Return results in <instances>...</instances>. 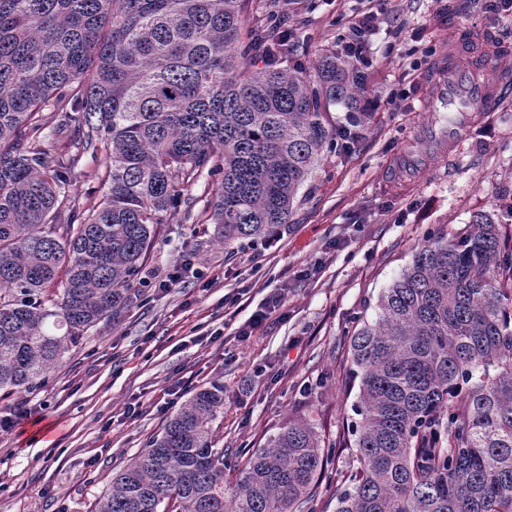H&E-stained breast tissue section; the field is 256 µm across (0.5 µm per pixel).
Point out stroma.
Instances as JSON below:
<instances>
[{"instance_id":"35a3bbf8","label":"stroma","mask_w":512,"mask_h":512,"mask_svg":"<svg viewBox=\"0 0 512 512\" xmlns=\"http://www.w3.org/2000/svg\"><path fill=\"white\" fill-rule=\"evenodd\" d=\"M370 0H249L245 30L279 19L295 33L288 62L312 65L341 49ZM371 35L366 95L380 101L346 152H325L298 191L287 228L271 245L226 255L213 236L202 180L158 225L145 280L121 316L91 329L32 388L0 391V416L29 398L31 418L0 431V512H92L113 476L158 435L202 386L224 388L219 418L224 480L288 420L307 419L338 453L322 480L316 512H335L336 492L358 465L348 430L359 387L348 335L374 320L381 291L434 233L465 231L492 215L512 237V94L481 113L449 154L431 155L411 180L387 171L403 142L430 122L421 110L433 61L463 37L486 48L497 75L512 81V14L484 0H383ZM104 155L85 156L72 175L84 206L103 196ZM191 264L178 285L163 282ZM282 296L276 315L265 312ZM249 336L237 340L236 332ZM138 404L137 416L124 417Z\"/></svg>"}]
</instances>
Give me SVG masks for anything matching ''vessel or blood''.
<instances>
[{
  "label": "vessel or blood",
  "instance_id": "vessel-or-blood-1",
  "mask_svg": "<svg viewBox=\"0 0 512 512\" xmlns=\"http://www.w3.org/2000/svg\"><path fill=\"white\" fill-rule=\"evenodd\" d=\"M431 96L422 106L431 112L448 113L447 123L432 126L425 134L426 149H418L416 140H408L402 162L395 174L413 178L431 155L463 140L480 112L495 111L504 90L503 83L491 75L490 61L475 62L466 41H456L447 53L440 55L427 75Z\"/></svg>",
  "mask_w": 512,
  "mask_h": 512
}]
</instances>
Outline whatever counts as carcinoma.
Wrapping results in <instances>:
<instances>
[{
	"label": "carcinoma",
	"mask_w": 512,
	"mask_h": 512,
	"mask_svg": "<svg viewBox=\"0 0 512 512\" xmlns=\"http://www.w3.org/2000/svg\"><path fill=\"white\" fill-rule=\"evenodd\" d=\"M246 2L0 0V390L125 309L155 225L201 178L232 254L288 225L336 139L330 107L371 120L343 57L278 66L279 24L243 42ZM100 150L107 190L86 208L70 175ZM377 308L351 336L358 466L336 512H512V245L487 214L435 234ZM222 413L224 387L195 391L95 512H303L336 444L288 421L229 490Z\"/></svg>",
	"instance_id": "obj_1"
}]
</instances>
